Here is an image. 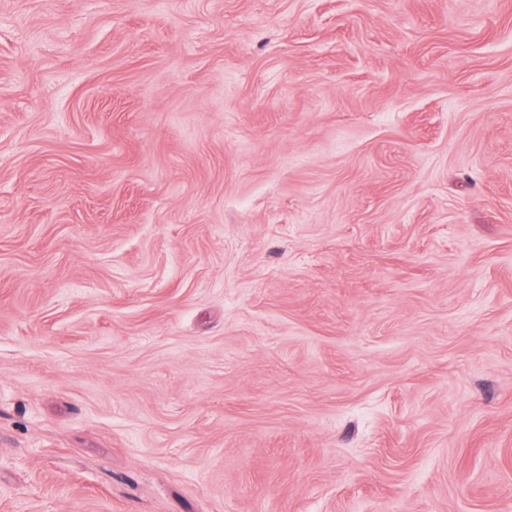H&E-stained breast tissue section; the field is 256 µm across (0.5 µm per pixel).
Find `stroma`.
Here are the masks:
<instances>
[{"label": "stroma", "mask_w": 512, "mask_h": 512, "mask_svg": "<svg viewBox=\"0 0 512 512\" xmlns=\"http://www.w3.org/2000/svg\"><path fill=\"white\" fill-rule=\"evenodd\" d=\"M0 512H512V0H0Z\"/></svg>", "instance_id": "35a3bbf8"}]
</instances>
